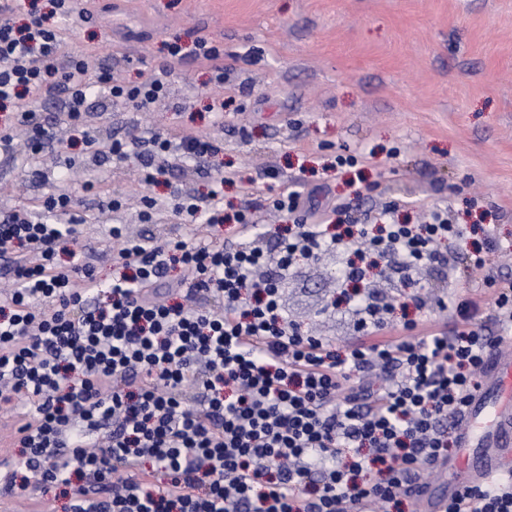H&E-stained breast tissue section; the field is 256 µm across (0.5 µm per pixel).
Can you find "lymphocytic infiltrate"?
Instances as JSON below:
<instances>
[{"mask_svg": "<svg viewBox=\"0 0 512 512\" xmlns=\"http://www.w3.org/2000/svg\"><path fill=\"white\" fill-rule=\"evenodd\" d=\"M13 10L0 0V111L15 108L0 125L1 165L16 159L15 125L28 128L34 155L57 138L40 112L19 108L25 98L55 100L91 160L140 158L146 184L175 155L199 165L215 153L205 131L176 142L99 140L86 131V103L97 94L149 110L189 56L223 85V46L201 36L186 55L172 45L164 65L129 82L67 47L74 0H53L51 23L33 13L15 25ZM224 182L212 180L204 209L178 187L166 202L144 199V222L164 207L177 223L205 222L209 235L149 243L113 224L106 284L77 234L83 218L65 181L35 209L0 212L9 275L0 290V408L17 417L19 450L0 489L28 494L35 512H52L60 496L68 512H403L416 507L427 466L448 458L485 355L512 334V289L488 273L493 237L472 241L441 205L425 223L394 221L396 200L383 208L389 222L347 225L338 209L316 214L310 197L288 189L229 216ZM263 209L291 221L256 231ZM227 223L233 239L213 235ZM349 251L340 301L357 340L340 348L292 320L280 293L298 260ZM460 256L494 289L500 335L475 324L477 297L437 298L457 314L443 331L420 318L393 324V304L362 288L376 271L399 279L422 308L414 273ZM392 329L397 337L386 338ZM445 512H512V486L459 482Z\"/></svg>", "mask_w": 512, "mask_h": 512, "instance_id": "1", "label": "lymphocytic infiltrate"}]
</instances>
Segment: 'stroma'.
Instances as JSON below:
<instances>
[{"mask_svg":"<svg viewBox=\"0 0 512 512\" xmlns=\"http://www.w3.org/2000/svg\"><path fill=\"white\" fill-rule=\"evenodd\" d=\"M90 8L92 20H69V47L99 54L127 80L163 65L168 43L188 47L205 34L223 43L234 88L220 121L211 107L222 92L191 60L150 111L90 99L88 130L98 138L205 130L219 144L204 170L187 163L151 185L140 182L137 158L119 168L87 165L52 101H21L59 124L61 142L38 160L48 182L35 180L29 164L0 166V210L29 206L50 193L51 178L66 177L103 281L112 278L111 236L96 216L110 199L125 200L116 217L131 237L188 235V225L142 223L141 196L163 199L177 186L204 207L212 178L228 173L229 214L244 205L242 184L271 197L295 179L319 187L320 205L343 207L357 224L378 223L382 204L396 198L421 200L396 214L410 224L422 223L423 206L447 204L453 223L491 231V272L498 287L512 285V0H92ZM340 154L358 161L337 166ZM269 168L276 177H264ZM95 180L107 194L85 191ZM345 262L332 254L299 262L281 285L292 319L340 347L354 336L338 302ZM420 278L439 296L477 285L461 265L426 268Z\"/></svg>","mask_w":512,"mask_h":512,"instance_id":"stroma-1","label":"stroma"}]
</instances>
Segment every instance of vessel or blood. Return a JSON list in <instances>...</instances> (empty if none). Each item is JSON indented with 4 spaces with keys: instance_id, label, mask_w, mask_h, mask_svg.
Here are the masks:
<instances>
[{
    "instance_id": "1",
    "label": "vessel or blood",
    "mask_w": 512,
    "mask_h": 512,
    "mask_svg": "<svg viewBox=\"0 0 512 512\" xmlns=\"http://www.w3.org/2000/svg\"><path fill=\"white\" fill-rule=\"evenodd\" d=\"M458 448L442 471L452 478L421 486L422 512H442L454 495L457 478L471 482L512 480V347L489 353L479 388L464 414Z\"/></svg>"
}]
</instances>
